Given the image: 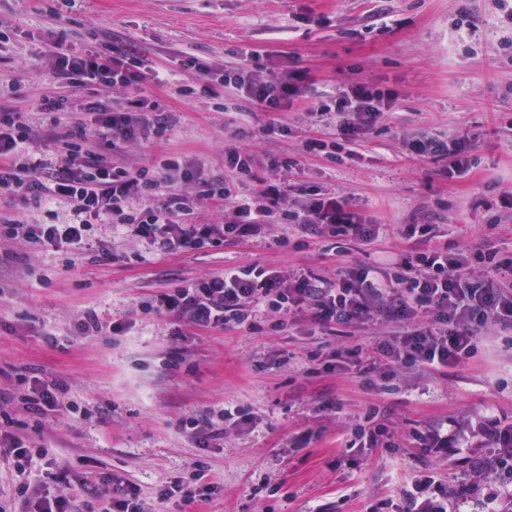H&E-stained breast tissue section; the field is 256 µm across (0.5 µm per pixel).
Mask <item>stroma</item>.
<instances>
[{
	"label": "stroma",
	"mask_w": 512,
	"mask_h": 512,
	"mask_svg": "<svg viewBox=\"0 0 512 512\" xmlns=\"http://www.w3.org/2000/svg\"><path fill=\"white\" fill-rule=\"evenodd\" d=\"M466 3L473 25L459 29L458 0H0V109L22 113L33 126L27 151L52 154L56 139L95 99L150 117L110 87L75 92L55 84L47 62L58 38L82 54L120 37L176 82L187 76L191 58L239 66L253 51L273 75L298 69L309 78L306 98L288 112L290 136L264 134L268 113L233 89L225 90L220 108L203 91L182 98L162 85L152 94L170 106L175 126L123 149L120 161L147 165L174 150L185 166L220 178L225 148L246 144L255 155V179L286 176L295 186H317L349 199L381 226L375 247L332 237L305 241L296 226L277 224L249 241L177 255L145 242H114L106 261L96 241L111 239L113 231L97 224L91 241L76 247L1 255L0 380L60 383L91 410L87 417L49 419L34 435L63 471V485L36 469L19 476L0 448L6 512L23 510L15 493L21 481L54 494L78 487L91 470L136 486L152 502L166 482L199 462L220 487L210 512H258L263 503L271 512H366L396 497L404 478L431 468L413 444L414 431L482 412L512 421L510 331L445 373L369 386L353 370L309 373L311 354H327L344 340L358 343L367 327L341 336L295 317L263 334L243 327L206 331L144 310L165 289L231 266L318 273L333 269L341 250L357 264L389 259L404 248L406 224L436 225L440 246L489 241L512 259V214L495 206L512 190V58L502 51L512 26L502 23L491 0ZM349 78L395 95L391 114L365 135L359 159L336 165L312 159L301 172L284 174V162L305 137L318 130L334 135L335 124H321L312 104ZM48 95L67 97L68 111H42ZM417 134L469 136L473 167L447 181L441 163L404 149L403 137ZM494 219L500 228L489 240L485 226ZM88 311L97 314L99 329L82 336L76 324ZM116 321L121 330H113ZM176 327L184 337L174 342L169 333ZM227 405L247 409L251 423L225 425L205 445L181 425ZM371 410L375 423L394 430V452L370 447L349 429ZM263 481L273 494L260 503L251 489Z\"/></svg>",
	"instance_id": "1"
}]
</instances>
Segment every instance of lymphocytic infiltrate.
<instances>
[{
  "mask_svg": "<svg viewBox=\"0 0 512 512\" xmlns=\"http://www.w3.org/2000/svg\"><path fill=\"white\" fill-rule=\"evenodd\" d=\"M189 78L177 85V95L193 94L194 81L204 91L236 90L243 99L271 112L268 134L288 136L281 118L304 96L306 72L292 70L264 77L260 68L216 69L193 58ZM55 83L81 89L103 84L132 95L136 104H149L150 126L140 125L126 112L112 110L101 100L87 103L92 124L71 125L58 140L53 158L26 152L32 129L22 115L0 113V194L21 200L66 201L69 220L56 224H28L0 220V247L50 246L60 249L80 244L97 224H117L129 239L149 240L165 253L222 246L259 235L272 224H292L305 237L354 239L374 244L379 227L346 198L306 187L301 204L291 201L290 187L262 184L251 194L239 186L251 178V153L233 147L224 151V175L204 176L185 169L177 153L165 154L158 166L136 167L114 158L118 144L134 143L148 132L162 134L171 127L169 107L146 102L147 83H161L162 72L146 65L135 49L115 44L83 55L56 51L51 59ZM392 94L375 89L366 80L345 83L336 95L315 102L318 116L338 117L337 137L304 141L302 156L338 164L350 157L358 142L393 109ZM406 148L421 160L445 161L443 175L456 178L472 166L469 141L418 137ZM224 207L220 224H197L190 216L203 202ZM430 224H408L402 231L407 247L382 266L340 260L334 277L243 265L223 274L157 295L149 312L173 313L197 329L248 326L255 332L284 329L288 317L308 319L321 328L349 327L380 317L391 330L376 334L367 346L340 347L318 360L319 371L343 373L358 369L392 380L406 369L441 372L474 358L487 337L512 330V260L496 251L449 250L433 245ZM41 422L50 414L76 413L80 406L58 384L31 379L27 388L0 391V407ZM418 450L439 463L464 462L466 470L449 482L434 469L417 475L399 490L397 499H382L368 512H512V422L494 416L465 417L449 427L417 432ZM217 490L205 469L193 467L158 493L159 501L180 496L205 512Z\"/></svg>",
  "mask_w": 512,
  "mask_h": 512,
  "instance_id": "1",
  "label": "lymphocytic infiltrate"
}]
</instances>
